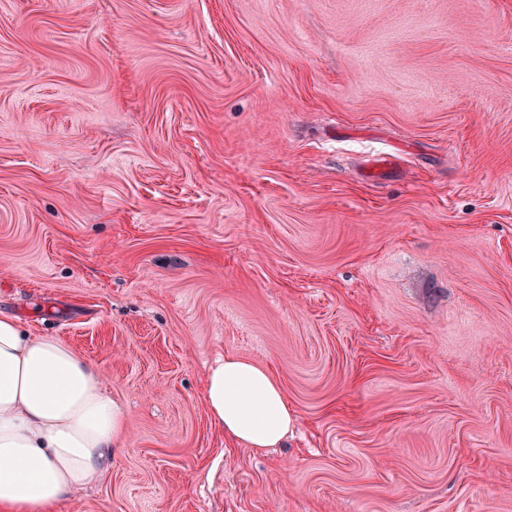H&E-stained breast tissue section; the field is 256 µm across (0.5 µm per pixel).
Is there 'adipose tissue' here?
Returning a JSON list of instances; mask_svg holds the SVG:
<instances>
[{"label": "adipose tissue", "instance_id": "obj_1", "mask_svg": "<svg viewBox=\"0 0 512 512\" xmlns=\"http://www.w3.org/2000/svg\"><path fill=\"white\" fill-rule=\"evenodd\" d=\"M204 400L213 425L258 452L294 421L271 373L238 356L209 369ZM124 437V410L92 364L0 318V512H51L102 478Z\"/></svg>", "mask_w": 512, "mask_h": 512}]
</instances>
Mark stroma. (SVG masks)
<instances>
[{
  "mask_svg": "<svg viewBox=\"0 0 512 512\" xmlns=\"http://www.w3.org/2000/svg\"><path fill=\"white\" fill-rule=\"evenodd\" d=\"M0 314L125 411L52 512H512V0H0ZM204 400L213 425L258 452L281 444L294 421L271 373L238 356H224L209 369Z\"/></svg>",
  "mask_w": 512,
  "mask_h": 512,
  "instance_id": "1",
  "label": "stroma"
}]
</instances>
